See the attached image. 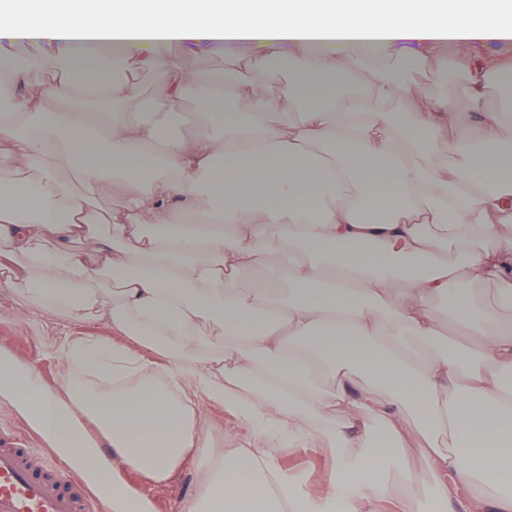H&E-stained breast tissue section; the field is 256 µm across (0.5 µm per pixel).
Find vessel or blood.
<instances>
[{"mask_svg": "<svg viewBox=\"0 0 512 512\" xmlns=\"http://www.w3.org/2000/svg\"><path fill=\"white\" fill-rule=\"evenodd\" d=\"M112 487H77L50 452L0 433V512H110Z\"/></svg>", "mask_w": 512, "mask_h": 512, "instance_id": "obj_1", "label": "vessel or blood"}]
</instances>
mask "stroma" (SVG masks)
<instances>
[{
	"instance_id": "1",
	"label": "stroma",
	"mask_w": 512,
	"mask_h": 512,
	"mask_svg": "<svg viewBox=\"0 0 512 512\" xmlns=\"http://www.w3.org/2000/svg\"><path fill=\"white\" fill-rule=\"evenodd\" d=\"M161 52L180 56L187 69L209 78L223 76L229 67L223 50L217 48L187 43L162 47ZM379 63L430 95L440 96L451 91L448 69L424 63L418 45L411 44L390 52L380 58ZM71 336L109 339L124 346L129 343L128 338L115 335L105 322H72L38 310L19 292L0 291V351L33 367L48 387H57L68 372L58 356L57 347ZM203 409L205 429L222 447H239L250 435L249 425L227 412L223 406L207 403ZM278 457L283 468L306 475L308 491L315 495L321 492L318 477L327 465L322 449L285 446L279 448ZM124 478L137 496L149 500L151 512H183L186 503L199 488L198 466L192 462L161 484L146 481L130 472L125 473Z\"/></svg>"
}]
</instances>
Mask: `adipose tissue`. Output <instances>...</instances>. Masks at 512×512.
<instances>
[{"instance_id": "adipose-tissue-1", "label": "adipose tissue", "mask_w": 512, "mask_h": 512, "mask_svg": "<svg viewBox=\"0 0 512 512\" xmlns=\"http://www.w3.org/2000/svg\"><path fill=\"white\" fill-rule=\"evenodd\" d=\"M25 39L47 51L0 83V289L133 345L63 341L79 374L53 390L0 352V396L114 470L112 512H150L117 470L161 483L200 457L185 512H512V324L475 289L512 303V104L481 105L512 58L471 75L463 106L372 65L406 41L434 66L449 44L510 40L512 0H0V44ZM187 42L223 46L233 72L203 81L158 53ZM244 47L287 65L275 97ZM110 56L160 71L153 118L100 78ZM190 94L193 133L160 138ZM402 101L397 127L383 108ZM273 255L278 281L246 297ZM201 395L252 440L219 448ZM286 442L324 449L321 494L281 466ZM410 448L466 494H393Z\"/></svg>"}]
</instances>
